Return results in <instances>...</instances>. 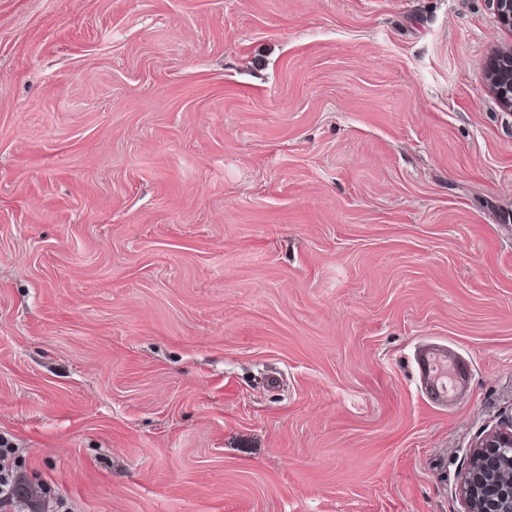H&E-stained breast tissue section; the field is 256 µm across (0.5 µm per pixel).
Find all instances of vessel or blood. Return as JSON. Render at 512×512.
Listing matches in <instances>:
<instances>
[{
	"instance_id": "1",
	"label": "vessel or blood",
	"mask_w": 512,
	"mask_h": 512,
	"mask_svg": "<svg viewBox=\"0 0 512 512\" xmlns=\"http://www.w3.org/2000/svg\"><path fill=\"white\" fill-rule=\"evenodd\" d=\"M417 374L435 405L449 406L467 389L468 372L446 345H423L414 359Z\"/></svg>"
}]
</instances>
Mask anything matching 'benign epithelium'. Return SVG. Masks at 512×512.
Wrapping results in <instances>:
<instances>
[{
    "mask_svg": "<svg viewBox=\"0 0 512 512\" xmlns=\"http://www.w3.org/2000/svg\"><path fill=\"white\" fill-rule=\"evenodd\" d=\"M499 24L512 30V0H495ZM488 89L512 111V48L497 53ZM464 512H512V421L476 441L471 464L460 483Z\"/></svg>",
    "mask_w": 512,
    "mask_h": 512,
    "instance_id": "benign-epithelium-1",
    "label": "benign epithelium"
}]
</instances>
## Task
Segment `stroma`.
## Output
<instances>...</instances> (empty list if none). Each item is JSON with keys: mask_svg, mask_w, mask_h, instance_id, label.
Masks as SVG:
<instances>
[{"mask_svg": "<svg viewBox=\"0 0 512 512\" xmlns=\"http://www.w3.org/2000/svg\"><path fill=\"white\" fill-rule=\"evenodd\" d=\"M507 46L492 0H0V436L44 512H463L512 419ZM488 89L506 110L512 111V48L499 51L488 78ZM417 374L435 405L450 406L467 390L468 372L446 345L427 343L414 359Z\"/></svg>", "mask_w": 512, "mask_h": 512, "instance_id": "stroma-1", "label": "stroma"}]
</instances>
